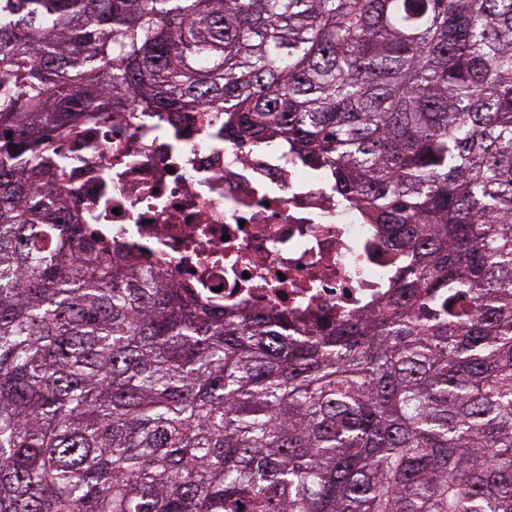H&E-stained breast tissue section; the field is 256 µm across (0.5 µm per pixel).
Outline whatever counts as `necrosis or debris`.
I'll return each mask as SVG.
<instances>
[{
	"label": "necrosis or debris",
	"mask_w": 512,
	"mask_h": 512,
	"mask_svg": "<svg viewBox=\"0 0 512 512\" xmlns=\"http://www.w3.org/2000/svg\"><path fill=\"white\" fill-rule=\"evenodd\" d=\"M60 139L54 167L97 248L225 311L316 329L373 310L401 259L327 171L225 135L223 113L132 104Z\"/></svg>",
	"instance_id": "4bbe7bcc"
}]
</instances>
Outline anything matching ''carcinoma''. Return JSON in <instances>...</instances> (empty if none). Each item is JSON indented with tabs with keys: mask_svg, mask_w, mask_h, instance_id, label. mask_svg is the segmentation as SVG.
<instances>
[{
	"mask_svg": "<svg viewBox=\"0 0 512 512\" xmlns=\"http://www.w3.org/2000/svg\"><path fill=\"white\" fill-rule=\"evenodd\" d=\"M224 113L409 251L288 334L98 254L56 133ZM0 512H512V0H0Z\"/></svg>",
	"mask_w": 512,
	"mask_h": 512,
	"instance_id": "obj_1",
	"label": "carcinoma"
}]
</instances>
